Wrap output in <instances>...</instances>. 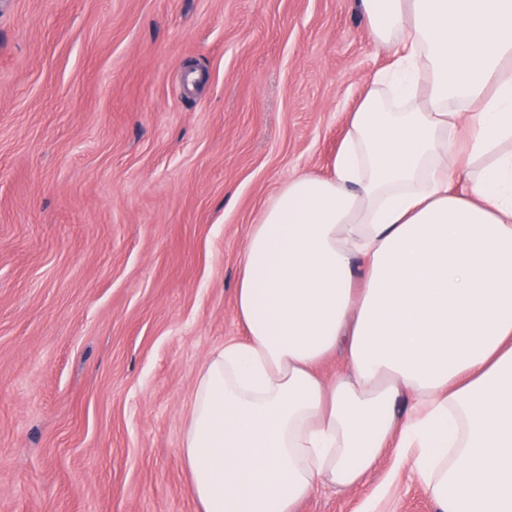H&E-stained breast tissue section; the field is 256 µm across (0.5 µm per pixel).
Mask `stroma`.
<instances>
[{
    "label": "stroma",
    "mask_w": 512,
    "mask_h": 512,
    "mask_svg": "<svg viewBox=\"0 0 512 512\" xmlns=\"http://www.w3.org/2000/svg\"><path fill=\"white\" fill-rule=\"evenodd\" d=\"M390 62L354 0H0V512H200L183 437L246 335L245 241ZM378 510L435 512L404 474Z\"/></svg>",
    "instance_id": "1"
}]
</instances>
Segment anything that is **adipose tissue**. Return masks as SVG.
Listing matches in <instances>:
<instances>
[{"label":"adipose tissue","instance_id":"obj_1","mask_svg":"<svg viewBox=\"0 0 512 512\" xmlns=\"http://www.w3.org/2000/svg\"><path fill=\"white\" fill-rule=\"evenodd\" d=\"M358 7L393 61L331 175L248 235L247 336L211 353L183 440L202 512H296L387 452L437 512H512V0Z\"/></svg>","mask_w":512,"mask_h":512}]
</instances>
